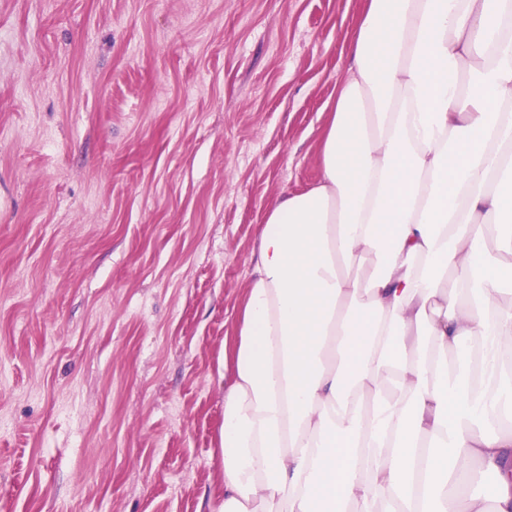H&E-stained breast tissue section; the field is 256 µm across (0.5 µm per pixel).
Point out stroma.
I'll return each instance as SVG.
<instances>
[{"mask_svg": "<svg viewBox=\"0 0 512 512\" xmlns=\"http://www.w3.org/2000/svg\"><path fill=\"white\" fill-rule=\"evenodd\" d=\"M367 0H0V512H209L224 340Z\"/></svg>", "mask_w": 512, "mask_h": 512, "instance_id": "stroma-1", "label": "stroma"}]
</instances>
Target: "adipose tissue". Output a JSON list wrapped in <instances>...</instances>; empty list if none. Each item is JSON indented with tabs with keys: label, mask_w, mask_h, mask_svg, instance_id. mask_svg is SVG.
Wrapping results in <instances>:
<instances>
[{
	"label": "adipose tissue",
	"mask_w": 512,
	"mask_h": 512,
	"mask_svg": "<svg viewBox=\"0 0 512 512\" xmlns=\"http://www.w3.org/2000/svg\"><path fill=\"white\" fill-rule=\"evenodd\" d=\"M507 144L512 0H369L258 232L210 512H512Z\"/></svg>",
	"instance_id": "1"
}]
</instances>
